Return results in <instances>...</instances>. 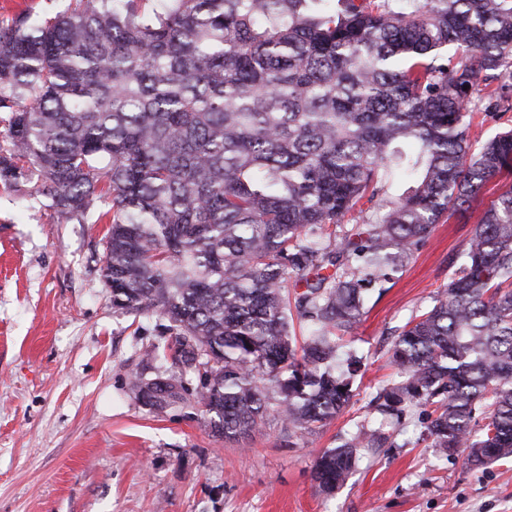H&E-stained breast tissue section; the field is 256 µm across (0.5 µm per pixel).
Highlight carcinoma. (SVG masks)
Instances as JSON below:
<instances>
[{
  "label": "carcinoma",
  "mask_w": 512,
  "mask_h": 512,
  "mask_svg": "<svg viewBox=\"0 0 512 512\" xmlns=\"http://www.w3.org/2000/svg\"><path fill=\"white\" fill-rule=\"evenodd\" d=\"M454 46L456 57L448 56ZM512 0H69L0 20V183L64 224L110 228L112 308L155 315L132 391L194 402L229 440L273 417L310 433L352 398L339 336L433 225L477 219L448 288L393 342L382 421L426 412L433 447L512 457V129L475 145L466 113L507 105ZM469 89H464V86ZM409 182L386 195L379 176ZM378 218L345 224L352 212ZM310 328L301 350L289 318ZM196 379L188 387L187 376ZM483 416L478 430L473 422ZM367 425L314 461L332 493Z\"/></svg>",
  "instance_id": "cac0c4a2"
}]
</instances>
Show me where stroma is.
<instances>
[{
    "label": "stroma",
    "mask_w": 512,
    "mask_h": 512,
    "mask_svg": "<svg viewBox=\"0 0 512 512\" xmlns=\"http://www.w3.org/2000/svg\"><path fill=\"white\" fill-rule=\"evenodd\" d=\"M472 222L435 225L384 289L369 290L344 349L364 354L349 405L311 434L277 420L231 442L200 412L146 407L131 381L159 343L155 319L112 307L99 270L107 226L56 223L0 184V512H512V458L472 466L424 434L419 409L362 448L347 482L322 493L318 452L372 422L396 378V335L447 288Z\"/></svg>",
    "instance_id": "stroma-1"
}]
</instances>
